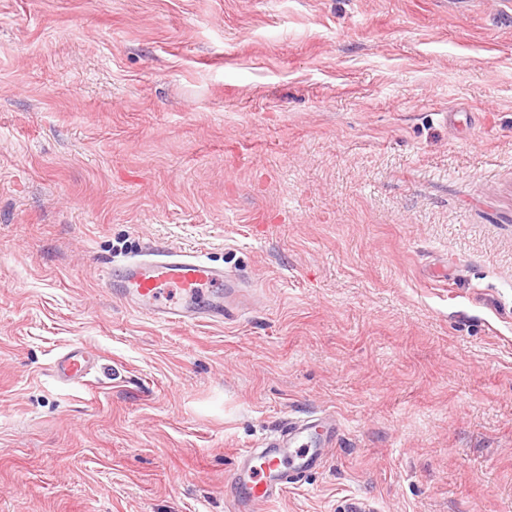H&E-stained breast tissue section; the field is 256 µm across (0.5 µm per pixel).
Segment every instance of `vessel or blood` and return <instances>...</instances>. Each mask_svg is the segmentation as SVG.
<instances>
[{"label": "vessel or blood", "mask_w": 512, "mask_h": 512, "mask_svg": "<svg viewBox=\"0 0 512 512\" xmlns=\"http://www.w3.org/2000/svg\"><path fill=\"white\" fill-rule=\"evenodd\" d=\"M104 285L113 298L139 314L181 327L231 321L241 307L239 283L229 280L223 268L186 251L136 255L108 268ZM93 367V357L76 346L56 360L53 374L59 381L75 382ZM336 428L332 414L315 420L291 419L260 447L240 452L228 480L227 512H262L288 488L322 468Z\"/></svg>", "instance_id": "b4317fda"}]
</instances>
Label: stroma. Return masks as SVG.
I'll return each mask as SVG.
<instances>
[{
    "label": "stroma",
    "mask_w": 512,
    "mask_h": 512,
    "mask_svg": "<svg viewBox=\"0 0 512 512\" xmlns=\"http://www.w3.org/2000/svg\"><path fill=\"white\" fill-rule=\"evenodd\" d=\"M155 247L255 304L125 308ZM326 413L269 512H512V0H0V512H226ZM93 367L94 358L83 346H75L56 360L53 374L62 382L81 381ZM317 428L328 436L324 444L313 440ZM336 428L333 414L315 420L289 419L259 448L239 452V463L228 480L226 511L260 512L279 500L288 488L301 484L323 467L336 439Z\"/></svg>",
    "instance_id": "obj_1"
}]
</instances>
